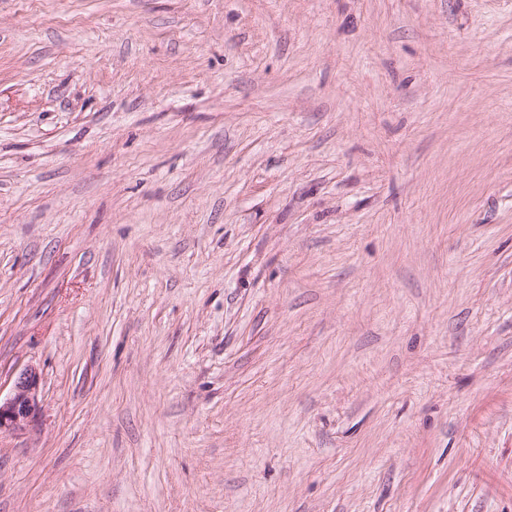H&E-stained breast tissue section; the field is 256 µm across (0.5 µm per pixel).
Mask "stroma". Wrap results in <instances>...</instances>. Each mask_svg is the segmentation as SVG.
<instances>
[{
	"label": "stroma",
	"mask_w": 512,
	"mask_h": 512,
	"mask_svg": "<svg viewBox=\"0 0 512 512\" xmlns=\"http://www.w3.org/2000/svg\"><path fill=\"white\" fill-rule=\"evenodd\" d=\"M0 512H512V0H0ZM40 373L34 366L21 370L13 381L10 397L0 398V434L26 429L38 411Z\"/></svg>",
	"instance_id": "stroma-1"
}]
</instances>
